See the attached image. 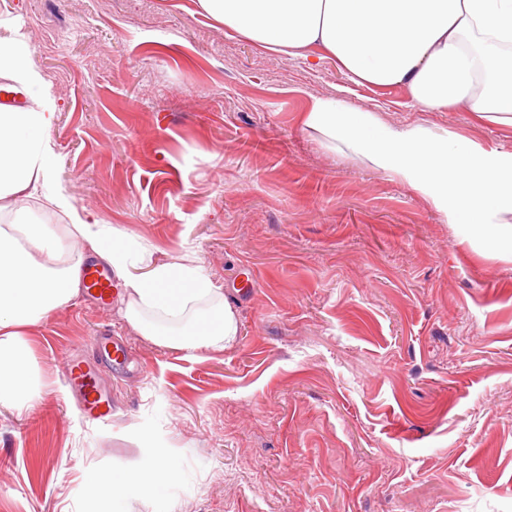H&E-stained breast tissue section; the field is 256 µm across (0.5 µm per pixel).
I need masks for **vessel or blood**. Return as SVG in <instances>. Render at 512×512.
<instances>
[{
    "instance_id": "1",
    "label": "vessel or blood",
    "mask_w": 512,
    "mask_h": 512,
    "mask_svg": "<svg viewBox=\"0 0 512 512\" xmlns=\"http://www.w3.org/2000/svg\"><path fill=\"white\" fill-rule=\"evenodd\" d=\"M82 283L87 296L96 303L103 304L112 297V273L103 264L92 262L82 269ZM102 356L116 364H124L129 358L122 342L108 336L94 337L90 353L70 352L65 366L68 382L75 394L81 417H91L102 423L112 421V405L105 400L98 382L89 369L90 356Z\"/></svg>"
}]
</instances>
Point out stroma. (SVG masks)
I'll return each mask as SVG.
<instances>
[{"mask_svg": "<svg viewBox=\"0 0 512 512\" xmlns=\"http://www.w3.org/2000/svg\"><path fill=\"white\" fill-rule=\"evenodd\" d=\"M51 82L55 179L151 262L191 251L239 321L230 348L158 347L116 303L32 327L47 383L0 413V512H88L94 472L154 436L189 469L128 512H512V256L463 243L404 183L302 129L337 97L389 125L512 152V127L422 111L330 58L266 51L194 0H0ZM128 347L99 379L112 424L82 422L68 350ZM91 351L93 357L104 356L118 365L126 363L129 358L125 345L122 342L112 340L109 336H94Z\"/></svg>", "mask_w": 512, "mask_h": 512, "instance_id": "stroma-1", "label": "stroma"}]
</instances>
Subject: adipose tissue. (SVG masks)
<instances>
[{
	"instance_id": "adipose-tissue-1",
	"label": "adipose tissue",
	"mask_w": 512,
	"mask_h": 512,
	"mask_svg": "<svg viewBox=\"0 0 512 512\" xmlns=\"http://www.w3.org/2000/svg\"><path fill=\"white\" fill-rule=\"evenodd\" d=\"M201 13L263 49L336 60L359 86L408 90L423 111L465 106L485 122L512 126V0H197ZM0 80L24 97L0 105V410L20 413L45 388L28 330L80 294L86 256L106 261L121 281V317L157 346L195 354L234 343L237 315L222 287L198 264L140 261L124 231L108 228L52 181L58 154L51 84L17 33L0 36ZM326 148H346L409 186L466 241L512 248V153L485 149L448 130L394 127L336 98L316 99L303 120ZM43 197L40 210L25 200ZM88 253L62 255L50 215ZM154 440L133 464L97 472L91 491L114 512L112 488L168 491L185 479L179 461Z\"/></svg>"
}]
</instances>
